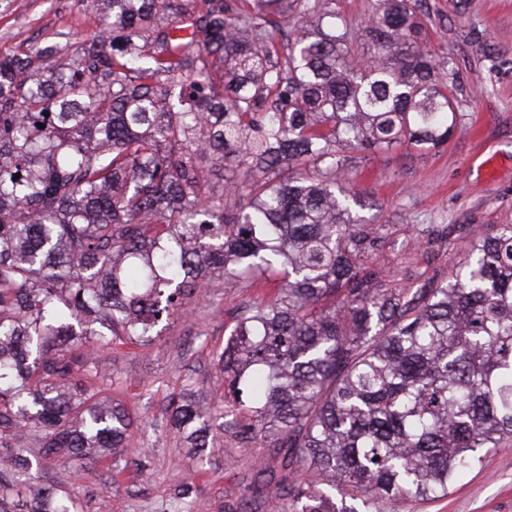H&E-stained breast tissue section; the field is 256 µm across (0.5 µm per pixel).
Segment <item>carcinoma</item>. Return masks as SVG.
<instances>
[{
  "label": "carcinoma",
  "mask_w": 512,
  "mask_h": 512,
  "mask_svg": "<svg viewBox=\"0 0 512 512\" xmlns=\"http://www.w3.org/2000/svg\"><path fill=\"white\" fill-rule=\"evenodd\" d=\"M327 2L91 0L77 46L0 56V512H78L15 499L35 461L127 466L97 355L220 278L274 294L215 352L231 401L166 413L199 455L227 429L275 449L272 512L443 498L512 443V224L390 288L344 178L347 150L448 143L458 72L422 0H376L358 47Z\"/></svg>",
  "instance_id": "cac0c4a2"
}]
</instances>
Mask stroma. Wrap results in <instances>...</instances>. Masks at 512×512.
Wrapping results in <instances>:
<instances>
[{"mask_svg":"<svg viewBox=\"0 0 512 512\" xmlns=\"http://www.w3.org/2000/svg\"><path fill=\"white\" fill-rule=\"evenodd\" d=\"M422 9L433 51L458 68L457 128L435 151L395 146L348 160L359 216L382 227L375 263L407 287L447 278L451 261L470 247L468 225L512 224V0H423ZM97 30L88 0H0V54L73 44ZM492 43L499 49L494 62L483 51ZM488 158L490 182L482 169ZM416 228L417 245L403 247ZM257 295L241 281L222 284L149 345H113L107 374L95 383L128 413L139 449L135 463L117 472L108 459L44 460L32 467L31 483L69 492L81 512H246L243 489L259 470L276 469L273 449L228 432L197 460L171 431L163 408L180 391L205 405L220 401L224 380L213 353ZM182 477L195 485L187 509L175 498ZM396 512H512V447L485 455L446 497L408 500Z\"/></svg>","mask_w":512,"mask_h":512,"instance_id":"35a3bbf8","label":"stroma"}]
</instances>
